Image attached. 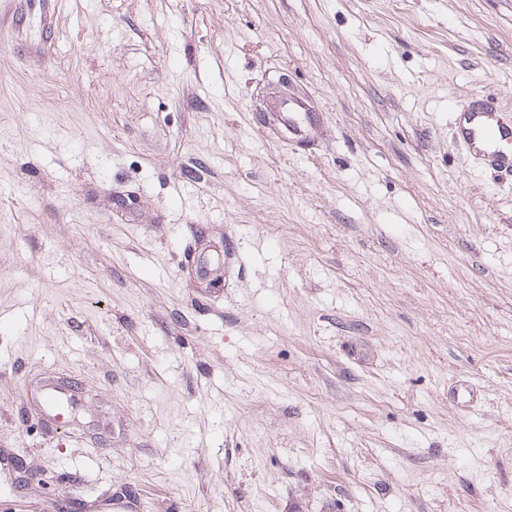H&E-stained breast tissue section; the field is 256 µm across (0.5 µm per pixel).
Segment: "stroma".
Instances as JSON below:
<instances>
[{"mask_svg": "<svg viewBox=\"0 0 512 512\" xmlns=\"http://www.w3.org/2000/svg\"><path fill=\"white\" fill-rule=\"evenodd\" d=\"M283 75L309 142L256 112ZM477 94L512 0H0V512H512Z\"/></svg>", "mask_w": 512, "mask_h": 512, "instance_id": "1", "label": "stroma"}]
</instances>
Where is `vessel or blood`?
I'll list each match as a JSON object with an SVG mask.
<instances>
[{"label": "vessel or blood", "mask_w": 512, "mask_h": 512, "mask_svg": "<svg viewBox=\"0 0 512 512\" xmlns=\"http://www.w3.org/2000/svg\"><path fill=\"white\" fill-rule=\"evenodd\" d=\"M506 106L492 95H478L460 110L454 119L458 141L465 144L490 169L512 173V123L502 119ZM281 117L294 135H302L310 121L304 101L281 102Z\"/></svg>", "instance_id": "1"}]
</instances>
